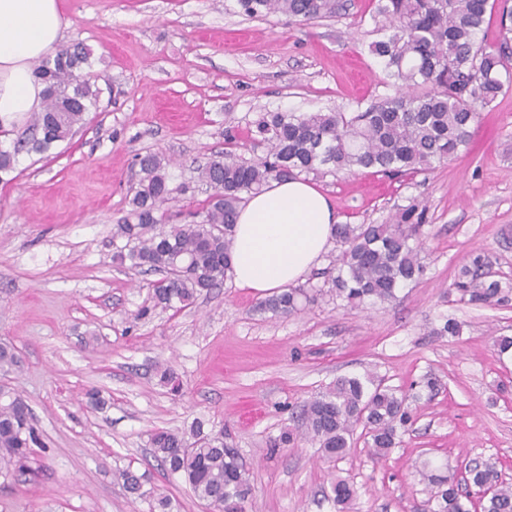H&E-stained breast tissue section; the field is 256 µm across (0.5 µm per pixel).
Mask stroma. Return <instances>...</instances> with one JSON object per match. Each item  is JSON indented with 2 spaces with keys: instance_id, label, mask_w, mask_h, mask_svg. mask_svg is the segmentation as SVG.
Returning <instances> with one entry per match:
<instances>
[{
  "instance_id": "35a3bbf8",
  "label": "stroma",
  "mask_w": 512,
  "mask_h": 512,
  "mask_svg": "<svg viewBox=\"0 0 512 512\" xmlns=\"http://www.w3.org/2000/svg\"><path fill=\"white\" fill-rule=\"evenodd\" d=\"M334 16L250 17L237 0H58L62 43L92 52L96 111L50 154H20L0 182V342L19 369L0 374L29 404L45 443L30 472L0 487V512H213L150 454L159 430L196 421L237 451L247 512H340L334 482L356 495L341 512H430L425 477L494 462L512 482V299L460 301L459 271L483 253L512 287V91L480 111L466 152L424 173L373 170L317 179L343 224H381L397 207H427L425 272L396 301L358 309L329 291L338 245L307 273L317 298L298 313L260 312L257 294L226 282L181 310L154 307L157 274L120 264L112 227L128 205L137 155L172 160L188 184L170 207L187 224L209 195L196 169L234 135L237 155L263 112H358L386 94L367 44L375 0H343ZM459 335L442 334L447 318ZM171 371V393L160 382ZM374 374L408 397L414 421L382 461L363 444L334 462L299 435L305 401L341 376ZM435 379L434 389L423 378ZM98 389L101 405L85 392ZM296 431L294 443L281 435ZM146 477L144 498L119 472Z\"/></svg>"
}]
</instances>
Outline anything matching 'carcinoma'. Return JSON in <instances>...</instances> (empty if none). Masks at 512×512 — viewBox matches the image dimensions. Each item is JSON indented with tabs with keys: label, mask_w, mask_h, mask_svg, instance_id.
I'll return each instance as SVG.
<instances>
[{
	"label": "carcinoma",
	"mask_w": 512,
	"mask_h": 512,
	"mask_svg": "<svg viewBox=\"0 0 512 512\" xmlns=\"http://www.w3.org/2000/svg\"><path fill=\"white\" fill-rule=\"evenodd\" d=\"M248 16L278 13L303 21L336 12V0H237ZM500 15L501 43L490 48L485 39L487 14ZM512 6L509 0H376L368 50L379 62L383 84L394 94L361 112H266L256 121L257 143L266 156L244 160L231 151L214 155L197 168L208 196L193 224H169L166 205L188 189L172 185L170 160L161 153L136 158L138 171L126 213L117 220L112 240L121 262L160 272L153 284L154 305L180 310L203 293L233 279L229 250L239 208L248 197L273 181L302 175L316 178L338 171L373 169L386 175L428 170L467 147L478 111L512 88ZM91 51L82 43L59 48L37 61L35 74L47 85L42 110L32 115L28 133L16 141H0V180L16 169L23 150L38 154L69 139L97 108L99 91L86 78ZM426 207L411 203L385 224H338L340 247L331 291L352 307L390 302L397 290L424 272L420 230ZM489 257L477 255L461 270L455 288L460 300L490 305L504 299L499 281L481 279ZM315 300L306 288H287L262 300L258 309L286 317ZM20 367V359L0 344V372ZM302 427L322 456L336 461L351 448L357 430L368 436L369 455L386 458L408 431L412 411L407 396L384 378L339 377L301 410ZM43 447L26 401L0 388V477H15L16 465L33 448ZM151 453L171 475L181 476L200 500L217 512H246L251 495L236 451L204 434L200 422L190 431L159 430ZM126 491L137 497L143 476L119 473ZM466 481L491 488L480 500V512H512V484L502 480L490 461L469 462ZM433 512H471L470 492L455 475L430 476ZM333 501L343 506L354 489L343 480L333 485Z\"/></svg>",
	"instance_id": "1"
}]
</instances>
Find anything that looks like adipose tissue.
<instances>
[{"instance_id":"ef3b65f1","label":"adipose tissue","mask_w":512,"mask_h":512,"mask_svg":"<svg viewBox=\"0 0 512 512\" xmlns=\"http://www.w3.org/2000/svg\"><path fill=\"white\" fill-rule=\"evenodd\" d=\"M62 36L57 0H0V126L39 111L44 84L32 64ZM337 223L313 182L275 181L240 209L230 250L237 287L269 295L302 281L327 251Z\"/></svg>"}]
</instances>
